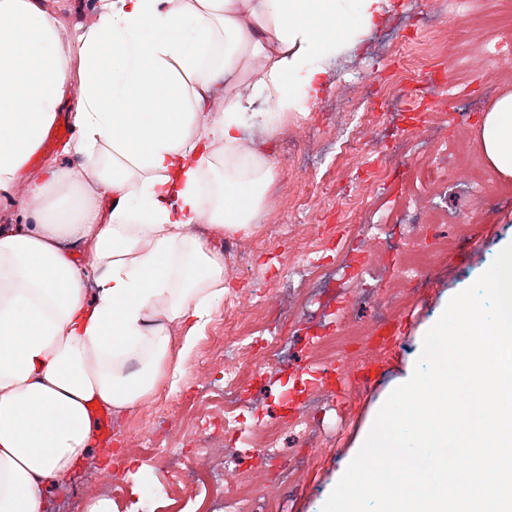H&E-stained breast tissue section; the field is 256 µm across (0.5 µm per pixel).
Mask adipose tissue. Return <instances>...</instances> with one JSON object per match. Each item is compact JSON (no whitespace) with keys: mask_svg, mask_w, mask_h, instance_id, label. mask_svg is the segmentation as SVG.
Listing matches in <instances>:
<instances>
[{"mask_svg":"<svg viewBox=\"0 0 512 512\" xmlns=\"http://www.w3.org/2000/svg\"><path fill=\"white\" fill-rule=\"evenodd\" d=\"M391 0H114L82 34L77 150L98 187L118 196L107 221L97 198L35 191L33 222L0 235V512H42L97 436L90 408L120 412L154 393L168 327L187 359L224 293V259L189 235L206 222L249 234L273 181L246 134L277 133L316 101L325 65L354 48ZM57 21L37 0H0V191L20 178L56 119L69 79ZM224 110L202 123L207 93ZM263 108H255V95ZM483 151L512 176V94L481 130ZM112 151L103 161L100 145ZM226 170L211 202L200 185ZM90 254L87 295L72 250Z\"/></svg>","mask_w":512,"mask_h":512,"instance_id":"adipose-tissue-1","label":"adipose tissue"}]
</instances>
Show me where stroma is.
<instances>
[{
    "instance_id": "stroma-1",
    "label": "stroma",
    "mask_w": 512,
    "mask_h": 512,
    "mask_svg": "<svg viewBox=\"0 0 512 512\" xmlns=\"http://www.w3.org/2000/svg\"><path fill=\"white\" fill-rule=\"evenodd\" d=\"M396 2L356 48L329 64L331 91L291 115L281 132L260 140V150L277 164L253 233L218 236L209 224L191 227L192 235L223 255L226 290L187 360L178 356L179 326L169 327L168 362L185 368L178 392L169 393L168 381H161L144 405L113 414L109 449L91 448L68 481L47 491L44 512H67L65 495L83 498L88 479L103 488L119 483L123 491L98 503L83 498L85 512L98 504L107 512H224L219 488L236 484L249 469L258 491L245 512H321L388 391L418 361L422 328L448 294L471 286L500 243L512 238V201L471 191L464 155L447 151L451 145L480 148L487 114L512 92V52L498 51L492 36L453 12L449 0ZM41 4L58 22L63 49L77 59L89 0ZM431 39L444 49L430 57ZM403 139L411 142L403 165L379 171V157ZM72 159L60 146L31 156L11 191L0 193V233L26 224L30 191L44 183L47 168L71 170ZM429 166L443 168L446 182L412 190ZM457 224L471 225L470 239L439 255L424 287L408 283L401 274L407 251L431 247L435 235ZM310 252L338 271L330 306L318 303L321 282L304 264ZM388 293L398 294L401 304L385 315L381 305ZM276 315L288 336V349L280 354L264 341ZM346 316L365 329V338L345 346L335 363L319 364V337L340 334ZM223 334L249 346L256 371L240 390L245 433L225 435L221 459L194 456L192 468L208 473V483L174 495L168 469L146 451L163 448L178 456L187 398L198 392L219 399L230 362L216 341ZM341 367L354 372L351 385H340ZM311 369L321 375L324 438L304 450L289 421L309 410L303 381ZM257 422L279 425V465L294 466L300 452L307 456L288 483L255 455L247 430Z\"/></svg>"
}]
</instances>
